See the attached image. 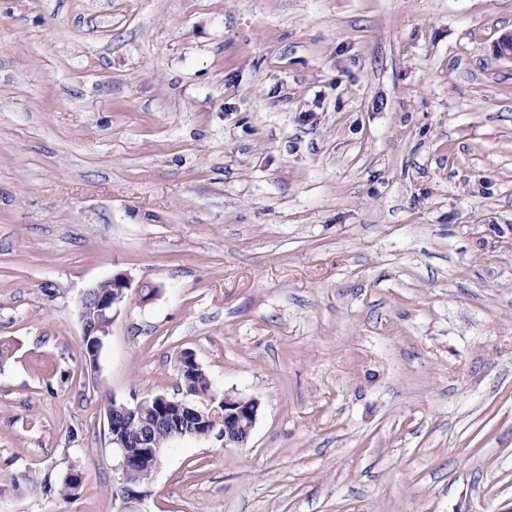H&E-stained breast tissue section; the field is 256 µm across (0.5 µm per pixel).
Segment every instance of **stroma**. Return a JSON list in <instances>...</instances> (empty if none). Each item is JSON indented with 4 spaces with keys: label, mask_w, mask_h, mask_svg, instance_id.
Masks as SVG:
<instances>
[{
    "label": "stroma",
    "mask_w": 512,
    "mask_h": 512,
    "mask_svg": "<svg viewBox=\"0 0 512 512\" xmlns=\"http://www.w3.org/2000/svg\"><path fill=\"white\" fill-rule=\"evenodd\" d=\"M512 0H0V512H121L105 408L260 402L138 512H512ZM131 301L87 368L79 299ZM79 470L77 497L18 494Z\"/></svg>",
    "instance_id": "1"
}]
</instances>
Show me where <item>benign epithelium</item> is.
I'll use <instances>...</instances> for the list:
<instances>
[{"label":"benign epithelium","instance_id":"benign-epithelium-1","mask_svg":"<svg viewBox=\"0 0 512 512\" xmlns=\"http://www.w3.org/2000/svg\"><path fill=\"white\" fill-rule=\"evenodd\" d=\"M111 282L112 294H106L100 285H95L82 294L79 301V320L81 323L82 335L97 339L101 336H108L111 333L112 325L121 311L127 304L126 298L135 296L139 303L145 305L152 301L157 292L153 287L140 285L132 287L130 278L124 273H115L108 278ZM224 406V430L229 431L243 421L248 422L249 427H254L259 414L260 403L254 398L238 397L231 394H224V399L212 397L207 406L215 403ZM148 403L143 399L134 405L124 402L112 401L105 410L109 432L112 434V451L116 459L115 470L119 473L120 484L124 485L126 492L121 495L123 508L130 509L145 496V492L131 486L134 477L143 465L147 467L158 466V457L161 449L153 447L152 435L160 430L170 429L169 411L172 409L185 415V421L181 427L172 430L171 438L185 436L210 437L222 436V433L214 429H206L205 424L209 421L206 413L200 409L201 401H188L183 397L168 396L159 397L157 413L153 422L139 435L140 454L133 457L126 452L128 438L125 436L124 422L131 416L137 414L140 408Z\"/></svg>","mask_w":512,"mask_h":512}]
</instances>
